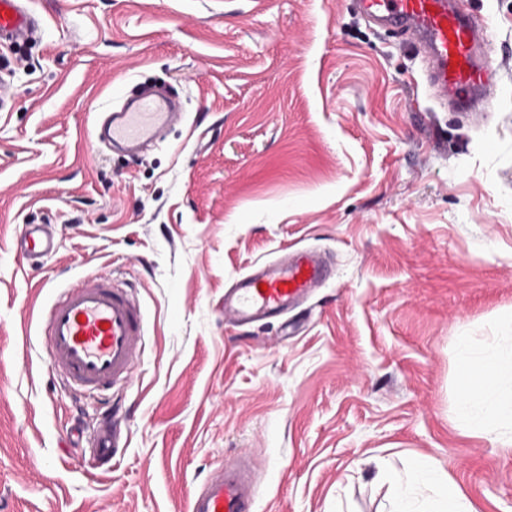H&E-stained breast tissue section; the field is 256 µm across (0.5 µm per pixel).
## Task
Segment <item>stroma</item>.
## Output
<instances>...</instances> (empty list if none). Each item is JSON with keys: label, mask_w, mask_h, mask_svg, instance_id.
I'll list each match as a JSON object with an SVG mask.
<instances>
[{"label": "stroma", "mask_w": 512, "mask_h": 512, "mask_svg": "<svg viewBox=\"0 0 512 512\" xmlns=\"http://www.w3.org/2000/svg\"><path fill=\"white\" fill-rule=\"evenodd\" d=\"M463 3L505 70L480 126L355 0H29L40 39L0 46V512H188L246 448L254 512L422 502L419 456L512 512V447L462 422L457 365L464 342L512 355V0ZM141 86L173 87L183 117L144 154L95 151L98 114ZM26 224L56 227L33 263ZM285 248L336 268L292 334L225 321V289ZM104 273L134 286L145 347L132 385L79 397L40 310ZM120 431L112 418L104 420L98 427L94 437L93 446L95 452L102 462L108 464L112 460L113 452L118 446Z\"/></svg>", "instance_id": "stroma-1"}]
</instances>
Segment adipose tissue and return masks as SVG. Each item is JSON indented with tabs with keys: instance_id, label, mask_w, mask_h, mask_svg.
I'll return each instance as SVG.
<instances>
[{
	"instance_id": "obj_1",
	"label": "adipose tissue",
	"mask_w": 512,
	"mask_h": 512,
	"mask_svg": "<svg viewBox=\"0 0 512 512\" xmlns=\"http://www.w3.org/2000/svg\"><path fill=\"white\" fill-rule=\"evenodd\" d=\"M459 366L469 379L461 394L460 418L472 429L485 432L493 444L512 447V358H500L490 346L477 355L465 345ZM409 477L428 486L432 495L418 508L397 499L392 512H475L460 487L433 459H418Z\"/></svg>"
}]
</instances>
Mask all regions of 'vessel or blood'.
Segmentation results:
<instances>
[{
    "instance_id": "b4317fda",
    "label": "vessel or blood",
    "mask_w": 512,
    "mask_h": 512,
    "mask_svg": "<svg viewBox=\"0 0 512 512\" xmlns=\"http://www.w3.org/2000/svg\"><path fill=\"white\" fill-rule=\"evenodd\" d=\"M364 15L407 36L427 61L426 81L445 105L467 109L484 122L500 92L498 65L484 51L482 20L461 0H360ZM40 22L27 0H0V46L37 38ZM181 102L146 90L104 112L94 136L99 146L138 154L162 137L181 115ZM51 225L27 224L14 240L15 252L35 259L52 252ZM332 274L330 258L315 250H293L256 266L224 293V318L243 326L284 316L306 301ZM49 367L70 387L88 393L131 383L144 348L145 317L134 293L109 276H88L55 289L41 318ZM120 432L112 420L98 427L93 446L109 463ZM257 466L240 453L216 468L195 492L189 512H252Z\"/></svg>"
}]
</instances>
